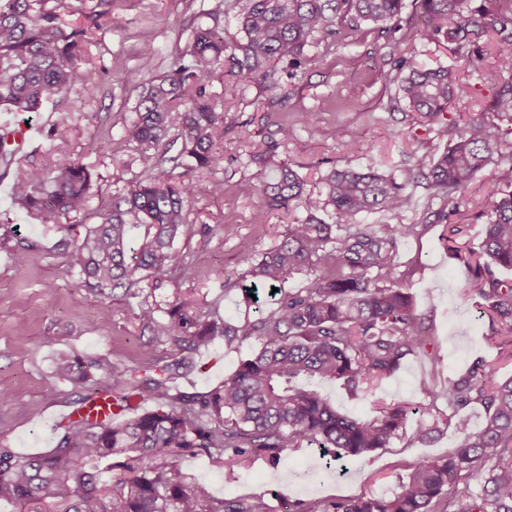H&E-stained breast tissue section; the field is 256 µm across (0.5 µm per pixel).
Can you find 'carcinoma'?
Segmentation results:
<instances>
[{
    "mask_svg": "<svg viewBox=\"0 0 512 512\" xmlns=\"http://www.w3.org/2000/svg\"><path fill=\"white\" fill-rule=\"evenodd\" d=\"M242 40L235 42L231 74L247 84L275 75L288 61V75L306 69L311 49L337 37L344 27L370 22L382 30L406 29L405 36L441 37L460 47L477 30H494L508 48L500 68L509 74L491 100L497 117L512 119V17L500 12V0H413L424 23L403 18L406 0H236ZM62 0H0V105L23 112L61 95L69 111L49 130L65 140L70 113L80 112V89L87 81L81 67L85 31L66 25ZM224 34L197 27L175 57L168 75L142 84L133 108L135 119L124 138L153 153L151 172L136 179L99 213L76 252L84 287L100 294L144 281L160 285L183 267L176 247L186 233L188 176L215 167L224 145V96L212 91V77L224 69ZM402 99L417 118L436 126L448 141L438 155L419 157L402 179L375 168L337 166L323 187L307 198V216L290 225L283 240L251 262L249 294L277 288L269 312L242 326L215 313L198 311L179 292L171 295L159 323L171 361L112 368V382H96L91 395H108L125 420L63 418L54 448L44 455L21 457L0 445V504L14 512H268L260 502L214 499L202 485L188 487L176 458L201 449L224 457L229 470L246 455L265 451L276 459L284 448L315 444L330 462L387 447L415 414L407 402L382 404L366 417L339 412L322 386L340 383L349 393H366L398 370L410 356H427L432 338L416 313L406 280L398 275L397 249L402 239L447 221L431 212L421 224H358L355 217L374 211L402 210L411 184L424 183L430 196L452 199L486 169L495 138L489 125L472 120L448 125L444 114L468 87L451 67L414 68L400 78ZM181 139L179 156H167L163 141L171 131ZM0 132V163L13 181L14 199L38 224L52 226L85 212L92 172L79 160L45 167L16 160ZM253 160L262 173V191L274 208H286L304 192L292 167L275 160L274 146L253 142ZM172 167H167V164ZM184 172L176 175L175 169ZM490 212L476 247L463 260L473 278L465 292L482 301L493 335L489 348L512 346V192L487 181ZM332 210L336 223L317 217ZM306 275L302 288L285 287L289 276ZM218 337L255 338L258 349L241 360L219 387L195 396H174L171 372L189 363L191 353ZM98 368L93 361L63 359L58 374L86 380ZM147 391L155 407L137 413L133 401ZM448 412L440 415L459 439L442 458L417 461L388 494L338 499L317 511L294 512H512V378L497 381L487 363L477 359L465 372L432 392ZM484 409L483 427L475 431L466 408ZM121 456L123 474L100 482L101 465L112 468ZM478 475L477 483L469 477Z\"/></svg>",
    "mask_w": 512,
    "mask_h": 512,
    "instance_id": "cac0c4a2",
    "label": "carcinoma"
}]
</instances>
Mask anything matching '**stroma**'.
I'll return each mask as SVG.
<instances>
[{
    "instance_id": "1",
    "label": "stroma",
    "mask_w": 512,
    "mask_h": 512,
    "mask_svg": "<svg viewBox=\"0 0 512 512\" xmlns=\"http://www.w3.org/2000/svg\"><path fill=\"white\" fill-rule=\"evenodd\" d=\"M237 12L235 0H66V21L87 32L83 66L88 80L80 91L84 106L72 118L66 140L43 139L28 158L48 167L81 160L93 169L94 182L88 211L49 227L16 205L10 178H0V390L16 398L12 404L0 403V444L17 455L38 456L54 448L57 425L68 405L85 393L82 385L57 376L59 357L98 362L92 376L104 381L111 380L113 367L166 359L168 346L158 335V324L173 290L198 306H217L222 317L239 326L269 311L263 290L256 306L243 303L249 264L240 244L248 240L257 253L266 252L290 224L305 217V202L298 199L282 209L269 206L260 191L261 168L251 157L246 132L276 142L278 160L305 178L310 194L319 191L333 166H371L398 176L416 157L445 148L434 126L416 123L398 85L386 79L402 59L418 68L455 67L471 92L449 104L447 120L492 123L497 148L486 171L452 201L442 202L424 188L412 187L403 210L358 216L361 224H418L431 211L446 209V225L403 240L396 258L415 309L433 338L432 355L407 358L372 394L353 396L337 385L326 386L325 392L352 415H370L380 401H407L430 422L448 406L432 402L426 384L447 385L478 357L486 360L495 378L512 377V359L484 343L490 325L481 315L479 298L464 291V263L450 257L440 239L449 226L458 231V246L478 242L486 220L487 178L512 190V123L497 120L488 110L503 81L498 69L503 45L490 29L479 33L475 47L459 50L443 40L404 41L399 34L361 23L316 47V59L306 70L282 77L287 96L273 104L263 80L237 85L228 78L214 83V91L224 96V158L214 170L191 177L189 231L177 244L192 269L190 278L158 288L144 283L129 291L119 288L107 297L81 286L75 244L96 226L99 210L111 205L113 195L151 165L149 156L123 135L134 117L139 86L169 71L199 25L223 30L226 44H234L240 38ZM147 47L154 53L148 70L141 66ZM284 126L291 130L286 140L280 134ZM105 138L112 141L108 154L99 150ZM218 182L224 185L220 194L214 191ZM21 249L28 260L20 267L14 254ZM147 308L153 309V319L142 318ZM101 313L107 322L90 328L89 319ZM257 347L251 338L230 346L216 339L196 355L190 370L171 379L172 394L209 392ZM436 357L443 364L439 373L432 364ZM457 445L452 428L440 425L425 443L414 438L412 429H404L388 447L349 458L341 473L327 469L322 453L312 445L283 449L274 461L264 453L249 455L231 473L223 462L198 449L182 453L178 464L187 484L206 485L213 498L259 499L270 512H286L291 504L323 505L391 491L415 462L447 456Z\"/></svg>"
}]
</instances>
